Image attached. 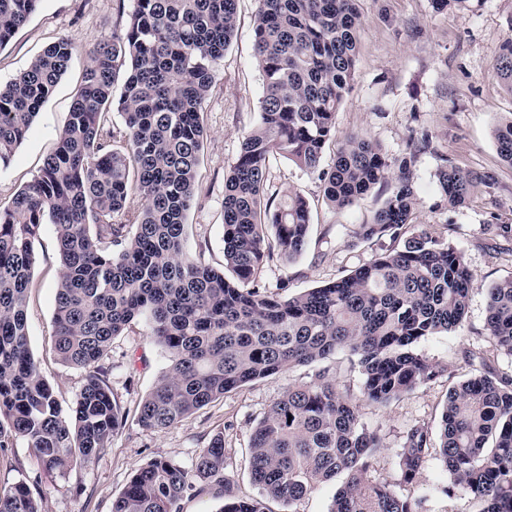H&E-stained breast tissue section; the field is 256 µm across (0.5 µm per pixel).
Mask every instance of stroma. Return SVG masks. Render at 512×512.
<instances>
[{
	"label": "stroma",
	"instance_id": "stroma-1",
	"mask_svg": "<svg viewBox=\"0 0 512 512\" xmlns=\"http://www.w3.org/2000/svg\"><path fill=\"white\" fill-rule=\"evenodd\" d=\"M257 0H238L234 38L215 69L204 105L207 138L198 173L199 199L186 214L185 238L191 253L205 263L224 266V176L240 152L242 136L257 122L264 78L254 49ZM361 27L357 76L336 112V138L323 165H331L344 140L353 134L377 142L389 163L411 158L418 205L414 223L463 254L474 276L469 312L463 326L430 337L422 352L446 363L444 377L417 387L384 406L363 403V378L350 356L329 359L337 389L360 401L363 421L382 438L384 448L371 461L368 478L396 487L397 453L414 426L438 429L448 389L469 375L464 352L486 351L497 371L512 373V355L496 351L486 331L487 284L512 276V243L496 236V226H512V166L497 153L492 131L512 113V95L502 87L494 56L507 37L512 0H464L445 10L433 0H359ZM116 0H40L30 21L0 47V84L9 82L50 43L66 37L82 46L42 106L25 141L8 166L0 168V203H8L33 181L43 159L63 131L86 66V49L111 39L121 25ZM491 178L462 208L449 207L436 187L445 162ZM270 192L301 191L312 211L309 244L292 262L266 263L261 279L268 291L288 297L349 274L391 247L389 238L365 241L360 225L370 222L386 191L375 187L344 210H334L320 184L287 159L269 161ZM36 263L28 297V340L42 375L53 387L62 412H69L85 380L83 371L62 364L53 351V313L59 258L53 225H43L34 245ZM169 365L165 350L134 321L112 341L104 366L112 392L125 411L123 429L107 453L66 473L46 474L23 439L0 451V488L20 481L35 484L47 512H112V503L133 471L162 456L194 471L215 434L224 436V473L239 497H254L257 487L247 470L248 446L257 422L289 385L308 380L311 369L296 367L252 382L196 411L162 432L136 421L141 399ZM451 479L437 455H430L405 492L420 500L423 512H477L462 494L448 495Z\"/></svg>",
	"mask_w": 512,
	"mask_h": 512
}]
</instances>
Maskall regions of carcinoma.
<instances>
[{
  "mask_svg": "<svg viewBox=\"0 0 512 512\" xmlns=\"http://www.w3.org/2000/svg\"><path fill=\"white\" fill-rule=\"evenodd\" d=\"M358 2L258 0L254 39L264 96L224 178L222 270L186 250L184 227L196 200L203 105L236 31V0H134L112 40L86 50L56 148L36 178L0 205V449L23 438L49 474L105 454L125 414L101 362L112 338L142 318L169 356L167 371L138 408L137 421L148 430L162 432L259 379L297 366L319 370L288 386L254 428L249 474L259 497L233 495L219 433L191 475L165 457L136 469L112 512H180L194 481L200 493L224 489L220 512H268L266 501L290 506L341 474L329 512H420L408 495L369 482L380 438L323 363L338 352L355 358L362 397L375 405L445 376L448 368L419 345L463 325L474 278L456 248L424 230L406 234L417 203L411 159L394 172L378 144L353 135L332 166L320 167L355 77ZM38 3L0 0V47ZM78 50L60 38L0 85V167L9 164ZM494 64L512 95V35ZM113 105L119 127L106 118ZM493 137L512 165V113ZM275 155L316 176L339 210L378 185L389 187L360 236H388L394 245L296 296L268 292L259 280L263 263L299 257L312 221L300 193L266 192ZM436 178L452 208L490 180L451 163ZM45 224L54 225L60 260L54 352L85 373L66 416L27 337L34 244ZM487 294L488 336L512 354V276L491 284ZM464 358L479 369L448 389L439 439L425 426L407 432L398 453L399 485L412 483L435 452L453 487L480 502V512H512V376L491 368L479 348L467 349ZM0 512L45 510L22 481L0 488Z\"/></svg>",
  "mask_w": 512,
  "mask_h": 512,
  "instance_id": "obj_1",
  "label": "carcinoma"
}]
</instances>
